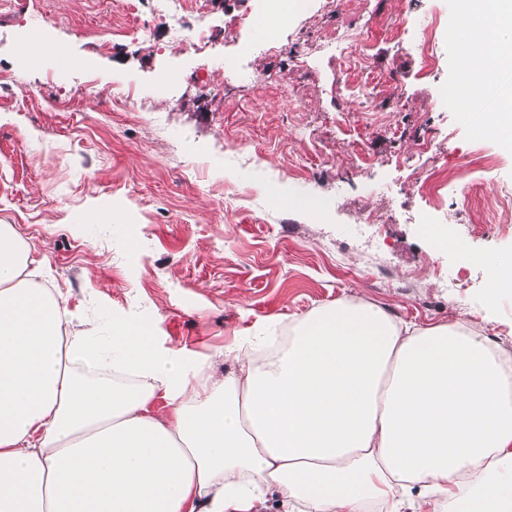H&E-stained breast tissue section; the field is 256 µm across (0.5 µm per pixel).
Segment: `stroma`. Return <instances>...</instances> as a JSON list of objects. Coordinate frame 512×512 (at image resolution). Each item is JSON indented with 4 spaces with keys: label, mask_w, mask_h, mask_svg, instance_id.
Instances as JSON below:
<instances>
[{
    "label": "stroma",
    "mask_w": 512,
    "mask_h": 512,
    "mask_svg": "<svg viewBox=\"0 0 512 512\" xmlns=\"http://www.w3.org/2000/svg\"><path fill=\"white\" fill-rule=\"evenodd\" d=\"M250 4L187 0L184 28L212 44L173 56L150 4L0 0V224L33 247L35 282L66 298L73 330L119 312L218 374L239 337L341 298L512 336V294L486 311L485 270L456 250L512 256V151L481 132L512 70L460 109L448 0H311L313 25L281 0L271 47L235 21ZM34 23L66 56L21 57ZM344 32L348 66L320 49ZM367 65L385 78L373 99L401 91V111L337 95Z\"/></svg>",
    "instance_id": "35a3bbf8"
}]
</instances>
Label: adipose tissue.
Here are the masks:
<instances>
[{"mask_svg": "<svg viewBox=\"0 0 512 512\" xmlns=\"http://www.w3.org/2000/svg\"><path fill=\"white\" fill-rule=\"evenodd\" d=\"M448 41L470 87L512 68V0H458ZM34 262L1 224L0 512H512L502 340L340 299L218 375L123 315L68 335Z\"/></svg>", "mask_w": 512, "mask_h": 512, "instance_id": "adipose-tissue-1", "label": "adipose tissue"}]
</instances>
